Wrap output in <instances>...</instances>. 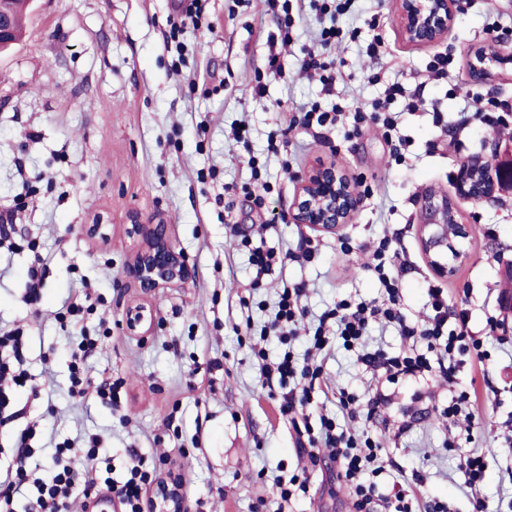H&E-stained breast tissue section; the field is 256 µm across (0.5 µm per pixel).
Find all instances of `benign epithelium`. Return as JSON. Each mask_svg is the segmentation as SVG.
<instances>
[{"label": "benign epithelium", "mask_w": 512, "mask_h": 512, "mask_svg": "<svg viewBox=\"0 0 512 512\" xmlns=\"http://www.w3.org/2000/svg\"><path fill=\"white\" fill-rule=\"evenodd\" d=\"M460 6L461 0H397V23L408 42L432 45L447 35ZM18 40L11 14L0 8V49ZM511 61L512 52H505L502 40L495 39L475 51L471 74H487L491 66ZM508 186H512V149L502 159L495 154L489 159L464 158L458 163L457 193L474 204L498 199ZM356 206L357 196L348 174L333 161L317 160L298 182L288 220L315 233L334 234L347 224ZM419 217L420 244L432 271L442 278L452 275L454 266L449 260L466 258L459 243L468 237V227L454 201L428 190L421 195ZM128 221L126 233L136 249L126 269L127 277L145 293L186 283L191 269L170 238L167 225L155 224L137 212L130 213ZM151 324L146 308L139 304L127 308L125 325L129 333L146 334ZM152 501L153 512H186L182 487L173 473L163 476Z\"/></svg>", "instance_id": "obj_1"}]
</instances>
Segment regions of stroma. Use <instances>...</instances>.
Segmentation results:
<instances>
[{
	"label": "stroma",
	"instance_id": "35a3bbf8",
	"mask_svg": "<svg viewBox=\"0 0 512 512\" xmlns=\"http://www.w3.org/2000/svg\"><path fill=\"white\" fill-rule=\"evenodd\" d=\"M181 11L176 0H30L22 41L0 53V225H13L17 244L0 250V329L19 326L28 334L25 356L36 380L16 396L27 419L40 422L34 463L50 469L57 443L97 434L103 449L96 467L113 477L122 474L131 448L152 461L168 457L190 474V512H350L351 491L335 470L299 456L279 395L261 387L243 327H261L277 292L293 283L306 285L313 318L343 298H379L368 250L394 233L409 261L399 275L406 317L419 319L428 285H441L449 307L469 309V326L490 355L485 367L493 386L479 390L471 448L488 461L484 512H512V325L505 344L486 327L499 313L496 258L512 257V197L459 201L469 236L467 257L452 277L432 273L417 236L422 191L455 193L458 158L432 112L457 119V89L469 82L468 63L486 40V26L495 24L502 40L512 41V0H467L433 47L404 39L393 0H355L344 23L361 34L331 52L343 64L336 100L371 104L395 79L421 88L425 110L403 112L398 100L390 105L401 112L408 140L399 164L371 127L286 131V119L323 97L318 78L299 71L316 46L320 24L313 14L296 21L275 76L267 71V42L278 35L279 21L259 0H203L209 31L186 28L176 50L167 34ZM376 32L382 54L372 59L364 48ZM443 50L453 53L454 68L447 80H429L426 66ZM240 127L238 140L233 132ZM273 134L287 141L275 153L268 149ZM252 157L271 187L261 208L244 192L253 183ZM318 159L345 169L360 197L340 237H320L287 220L298 179ZM212 167L217 177L199 182L198 173ZM133 211L167 224L193 270L187 285L146 295L126 277L133 246L125 224ZM98 216L110 226L104 242L81 230ZM31 240L38 252L28 249ZM249 240L285 252L309 248L313 256L284 262L259 281ZM39 254L49 262L41 299L29 305L23 295ZM85 288L98 299L87 327L102 338L89 374L122 380L117 407L91 393H69L76 331L61 327L55 314ZM133 303L151 311L149 335L127 332ZM213 359L221 366L211 371ZM196 369L208 380L197 390ZM324 370L329 387L367 403L374 381L356 352L332 348ZM447 391L412 380L389 386L371 428L405 470L423 472L421 499L439 498L448 512H474L460 451L448 445L451 423L436 409ZM304 466L307 493L277 506L275 477Z\"/></svg>",
	"mask_w": 512,
	"mask_h": 512
}]
</instances>
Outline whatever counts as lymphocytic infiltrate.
I'll return each instance as SVG.
<instances>
[{
	"label": "lymphocytic infiltrate",
	"mask_w": 512,
	"mask_h": 512,
	"mask_svg": "<svg viewBox=\"0 0 512 512\" xmlns=\"http://www.w3.org/2000/svg\"><path fill=\"white\" fill-rule=\"evenodd\" d=\"M267 11L276 14L281 25L290 26L294 21L293 7L308 4L317 16H336L351 10L352 0H262ZM341 29L336 25L322 27L320 51H308L301 68L310 75L319 76L326 94H333L336 76L333 62L325 61L322 51L340 41ZM392 237L379 240L372 253L370 268L374 271L387 295L384 306L371 303L340 301L335 308L325 312L313 336V345L303 360H296L292 352H284L275 363L265 365L262 372L264 385H279L283 391L279 405L281 416L287 417L296 433L300 455L314 456L316 446L328 451L327 458L335 463L337 476L354 489L355 512H447L445 504L437 501L420 502L416 488L422 485L421 473L400 474L389 492H379L374 481L394 461L386 448L370 430L351 434L338 430L336 421L321 416L319 428H312L305 413L313 401L316 381L322 375L318 362L321 352L330 341L336 340L343 347L357 351L361 363L370 367L378 377L393 380L405 377L428 381L433 373H440L448 380H455L465 366L466 358L485 359L482 343L468 330V310L452 311L448 308L444 288L433 285L427 290V311L422 322L408 321L399 309V279L389 273L400 259V252L393 246ZM305 287L296 284L283 288L277 302V312L269 325L270 332L281 342H289L297 335V325L306 316L302 304ZM379 319L396 325L402 338L426 344L423 353L414 356L391 357L384 352L365 348L370 321ZM26 338L22 329L16 328L0 334V428L23 417L10 389L25 386L31 379L23 366V349ZM34 430L25 427L15 432L18 452L7 466H0V512H16L15 504L22 489L36 490L34 501L28 502L24 512H67L73 491L83 497L90 495L102 482L95 467L100 448L97 437H89L80 445L57 447L56 469L48 480L32 478L26 464L32 455ZM128 465L121 480L113 481L112 491L119 500L121 512H148V503L160 474L146 468V458L138 451L128 455ZM85 462V469H77V462Z\"/></svg>",
	"instance_id": "f902f5d3"
}]
</instances>
